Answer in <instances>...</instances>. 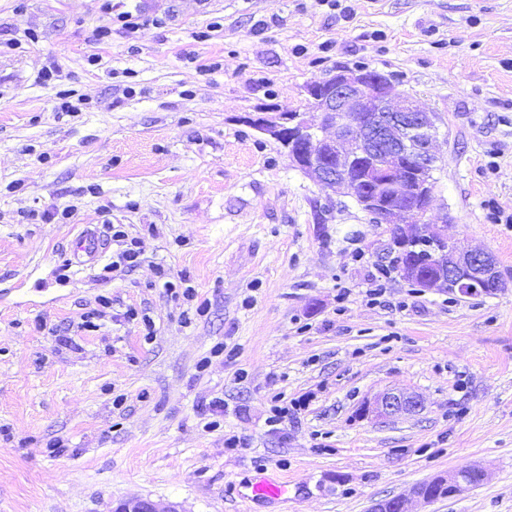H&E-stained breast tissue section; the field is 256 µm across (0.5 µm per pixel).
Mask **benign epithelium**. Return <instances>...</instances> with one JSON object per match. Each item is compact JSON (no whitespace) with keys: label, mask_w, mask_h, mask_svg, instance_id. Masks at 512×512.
Here are the masks:
<instances>
[{"label":"benign epithelium","mask_w":512,"mask_h":512,"mask_svg":"<svg viewBox=\"0 0 512 512\" xmlns=\"http://www.w3.org/2000/svg\"><path fill=\"white\" fill-rule=\"evenodd\" d=\"M308 107L281 112L275 119L252 120L260 133L278 141L296 167L323 187H332L352 197L373 224H389L402 214L408 224L420 225L422 248L408 256L409 244L401 232L391 233L387 248L400 258L397 272L414 274L407 268L432 267L438 273L420 280L425 290L449 287L465 295L477 289L496 291L503 287L493 256L483 250L462 251L448 240L438 224L424 222L434 185L428 178L436 166L433 151L436 134L430 115L413 100L397 93L383 74L372 77L366 71L339 70L317 84L307 86ZM335 129V138L322 135ZM363 170L362 182L386 179L405 183L414 195L407 209L393 199L366 188L358 190L349 169ZM423 403L418 395L385 391L365 404L363 413L378 423L401 414H416ZM114 512H179L172 505L161 506L146 499L121 503Z\"/></svg>","instance_id":"1"}]
</instances>
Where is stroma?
I'll return each mask as SVG.
<instances>
[{"instance_id":"1","label":"stroma","mask_w":512,"mask_h":512,"mask_svg":"<svg viewBox=\"0 0 512 512\" xmlns=\"http://www.w3.org/2000/svg\"><path fill=\"white\" fill-rule=\"evenodd\" d=\"M139 9L129 34L106 0H0V512H371L465 467L482 485L415 512H512V0ZM362 67L435 115L426 218L504 288L381 276L390 225L252 126ZM87 224L108 250L68 266ZM391 389L422 410L362 416ZM261 472L287 500L236 495Z\"/></svg>"}]
</instances>
